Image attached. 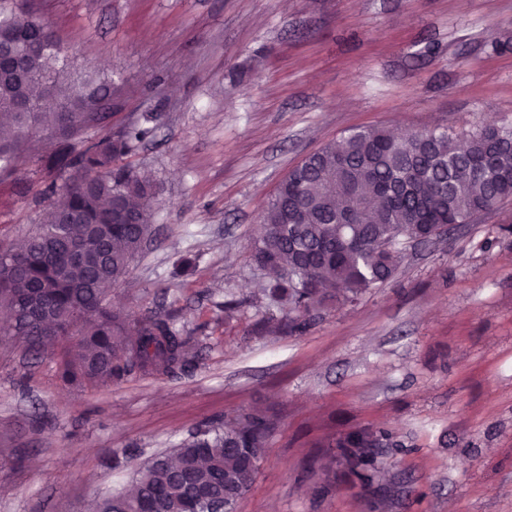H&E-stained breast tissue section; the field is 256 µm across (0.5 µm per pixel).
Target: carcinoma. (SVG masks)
Masks as SVG:
<instances>
[{
    "instance_id": "1",
    "label": "carcinoma",
    "mask_w": 512,
    "mask_h": 512,
    "mask_svg": "<svg viewBox=\"0 0 512 512\" xmlns=\"http://www.w3.org/2000/svg\"><path fill=\"white\" fill-rule=\"evenodd\" d=\"M0 178L17 161L35 160L51 176L48 220L6 252L19 267L0 260V308L21 312L18 331L39 349L58 339L72 345L59 376L70 383H120L134 372L178 377L191 363L193 340L170 313L129 315L104 303L102 285L117 282L141 251L155 204L150 175L117 161L151 132L143 124L112 128L95 140H78L107 113L99 102L119 98V88L94 74L70 78L74 49L58 38L25 0H0ZM512 131L487 124L456 137L435 130L394 136L377 127L330 141L305 157L281 182L262 214L266 226L252 259L270 274L261 288L269 309L283 313L280 327L301 334L318 314L360 300L383 285L403 261L402 241H426L442 227L467 224L512 199ZM88 239L93 256L68 257L73 242ZM66 319L49 334L42 319ZM278 421L238 411L201 425L171 457L137 471L131 492L98 500L95 512H141L156 500L164 512H205L189 507L181 473L220 497H242L258 469L247 471L241 449L262 456ZM390 434L354 431L336 440L348 463L377 469L364 449Z\"/></svg>"
}]
</instances>
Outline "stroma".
<instances>
[{
  "label": "stroma",
  "mask_w": 512,
  "mask_h": 512,
  "mask_svg": "<svg viewBox=\"0 0 512 512\" xmlns=\"http://www.w3.org/2000/svg\"><path fill=\"white\" fill-rule=\"evenodd\" d=\"M29 6L78 71L122 88L84 138L156 114L123 159L157 184L150 236L108 300L174 313L197 342L180 377L78 386L58 375L64 343L0 336V512H90L240 409L279 424L236 512H512V201L408 245L393 279L301 334L257 301L250 257L280 182L350 130L512 123V0ZM45 186L28 161L0 180V244L43 222ZM364 427L391 435L372 482L325 478L337 437Z\"/></svg>",
  "instance_id": "obj_1"
}]
</instances>
